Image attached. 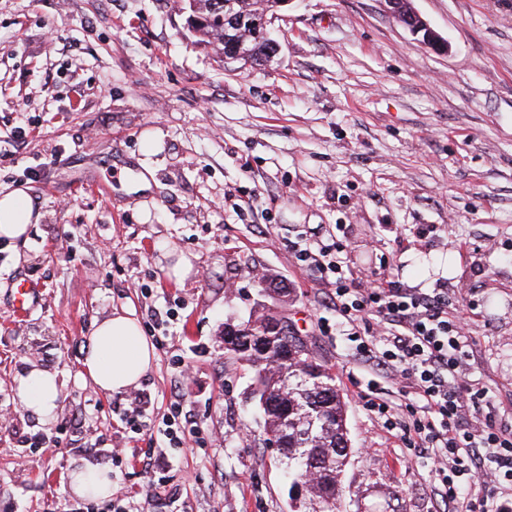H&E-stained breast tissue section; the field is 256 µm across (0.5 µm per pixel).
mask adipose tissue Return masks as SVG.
Returning a JSON list of instances; mask_svg holds the SVG:
<instances>
[{"mask_svg":"<svg viewBox=\"0 0 512 512\" xmlns=\"http://www.w3.org/2000/svg\"><path fill=\"white\" fill-rule=\"evenodd\" d=\"M32 198L26 190L0 192V237L21 239L29 224L37 222ZM155 360V350L133 313H112L100 321L88 338L81 375L95 390L121 393L139 385ZM61 391L55 375L34 369L19 380V402L39 416L50 417Z\"/></svg>","mask_w":512,"mask_h":512,"instance_id":"obj_1","label":"adipose tissue"}]
</instances>
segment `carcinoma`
<instances>
[{
  "label": "carcinoma",
  "mask_w": 512,
  "mask_h": 512,
  "mask_svg": "<svg viewBox=\"0 0 512 512\" xmlns=\"http://www.w3.org/2000/svg\"><path fill=\"white\" fill-rule=\"evenodd\" d=\"M276 0H237L238 11L252 16L257 6L271 9ZM192 12L191 27L200 42L212 47L219 54L227 55L224 45V10L220 0H186ZM237 46L238 59L257 61L272 51L270 43L254 36L248 27L241 28ZM224 352L233 355L253 372L254 390L265 393L267 389L282 392L280 400L288 404V418L264 408L263 434L281 435L287 432V447L279 449L281 464L288 480L305 483L312 474L311 461L327 455L338 457L336 449L350 447L347 427V403L336 386L331 369L316 360L304 340L290 330L283 321L282 336H276L273 347L267 352L245 347L241 337L225 332ZM302 352L301 358L288 364V371L281 373L280 352ZM343 469L335 470L334 486H329L326 476L310 485L308 505L294 506L292 512H338L345 494L342 484Z\"/></svg>",
  "instance_id": "1"
}]
</instances>
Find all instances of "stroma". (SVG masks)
Listing matches in <instances>:
<instances>
[{
  "instance_id": "1",
  "label": "stroma",
  "mask_w": 512,
  "mask_h": 512,
  "mask_svg": "<svg viewBox=\"0 0 512 512\" xmlns=\"http://www.w3.org/2000/svg\"><path fill=\"white\" fill-rule=\"evenodd\" d=\"M182 0H0V190L41 217L0 239V512H82L68 473L109 467L129 512H291L253 373L225 355V324L272 309L295 323L347 402L346 512H436L410 458L353 394L369 375L321 322L336 313L296 248L340 231L351 267L403 288L464 284L477 377L512 420V0H412L448 44L424 45L383 0H289L270 15L278 50L243 64L199 45ZM108 184L110 194L98 192ZM193 269L169 278L177 255ZM41 290L18 316L7 283ZM284 281L287 302L262 290ZM127 309L156 359L126 393L81 377L96 322ZM190 370L175 376L177 363ZM63 383L51 421L17 399L31 368ZM181 395L197 436L161 435ZM60 439L35 448L33 437ZM164 463L152 497L145 455Z\"/></svg>"
}]
</instances>
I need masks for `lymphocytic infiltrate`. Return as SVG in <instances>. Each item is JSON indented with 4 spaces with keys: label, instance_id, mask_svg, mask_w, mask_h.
I'll use <instances>...</instances> for the list:
<instances>
[{
    "label": "lymphocytic infiltrate",
    "instance_id": "lymphocytic-infiltrate-1",
    "mask_svg": "<svg viewBox=\"0 0 512 512\" xmlns=\"http://www.w3.org/2000/svg\"><path fill=\"white\" fill-rule=\"evenodd\" d=\"M298 259L325 285L337 335L372 375L357 399L430 461L444 512H512V424L496 421L488 389L472 379L475 338L465 317L449 319L447 288L413 291L382 274L363 281L339 242L306 244ZM383 379L399 402L380 398Z\"/></svg>",
    "mask_w": 512,
    "mask_h": 512
}]
</instances>
